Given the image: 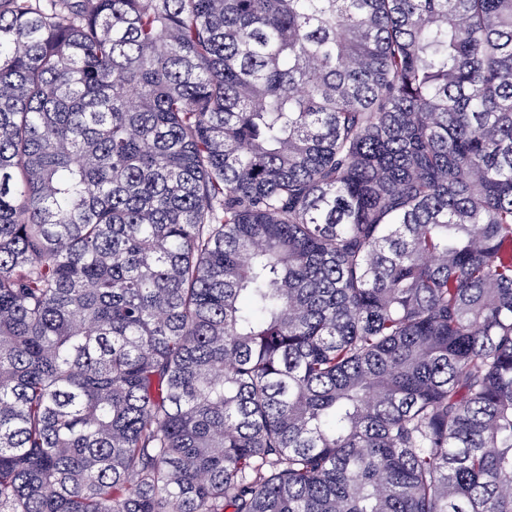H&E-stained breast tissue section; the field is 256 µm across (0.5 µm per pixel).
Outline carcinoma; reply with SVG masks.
<instances>
[{"label": "carcinoma", "instance_id": "carcinoma-1", "mask_svg": "<svg viewBox=\"0 0 512 512\" xmlns=\"http://www.w3.org/2000/svg\"><path fill=\"white\" fill-rule=\"evenodd\" d=\"M0 512H512V0H0Z\"/></svg>", "mask_w": 512, "mask_h": 512}]
</instances>
